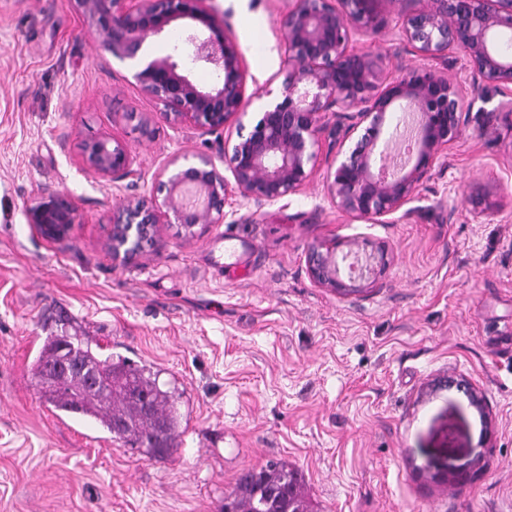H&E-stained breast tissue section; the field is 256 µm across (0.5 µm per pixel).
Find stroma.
Instances as JSON below:
<instances>
[{"instance_id": "stroma-1", "label": "stroma", "mask_w": 512, "mask_h": 512, "mask_svg": "<svg viewBox=\"0 0 512 512\" xmlns=\"http://www.w3.org/2000/svg\"><path fill=\"white\" fill-rule=\"evenodd\" d=\"M208 5L245 54L251 126L280 68L284 4ZM378 13L381 29L353 39L383 58V82L427 67L464 94L460 132L411 203L383 224L331 203L330 115L300 192L239 206L188 243L162 228L125 264L108 243L128 191L84 170L78 141L125 144L133 191L147 195L174 156L223 166L236 127L164 121L75 0H0V512H224L238 476L270 459L303 473L314 512H512V114L455 56L413 52L388 0ZM129 112L154 114L151 139ZM46 191L76 209L57 241L26 219ZM475 191L492 204L481 216L466 202ZM335 237L388 248L385 273L359 297L307 273L309 245ZM229 243L239 262L216 272ZM65 331L177 390L184 431L170 456L42 404L30 366Z\"/></svg>"}]
</instances>
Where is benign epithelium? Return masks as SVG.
I'll return each instance as SVG.
<instances>
[{"label":"benign epithelium","instance_id":"1","mask_svg":"<svg viewBox=\"0 0 512 512\" xmlns=\"http://www.w3.org/2000/svg\"><path fill=\"white\" fill-rule=\"evenodd\" d=\"M76 0L94 22L102 50L136 66L140 91L161 104L172 125L223 128L245 114L244 52L203 0ZM280 21L284 47L276 74L281 88L248 133L224 146L226 177L211 158L174 157L156 176L153 195H129L112 211V257L131 263L152 250L162 224L176 226L185 240L221 224L232 202L276 203L300 191L312 177L326 115L350 117L349 139L363 132L327 175V194L336 208L373 224L407 204L417 187L448 151L461 127L459 86L437 70L414 69L384 85L379 61L353 46L360 29L378 30L381 0H292ZM400 4L405 42L424 58L460 54L477 83L495 86L512 112V54L496 38L512 35V0H391ZM177 21L183 52L215 70L219 81L200 87L189 69L170 55L147 51V39ZM85 168L113 185L134 175L124 144L106 138L82 141ZM28 223L44 236H65L76 223L75 209L60 193H49L27 209ZM388 265L385 245L362 240H316L306 254L309 277L343 296Z\"/></svg>","mask_w":512,"mask_h":512}]
</instances>
